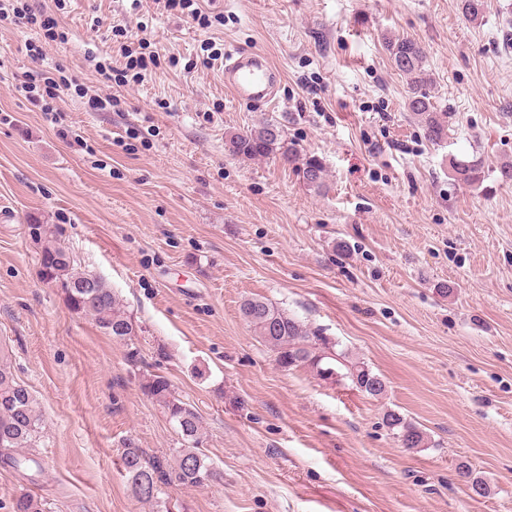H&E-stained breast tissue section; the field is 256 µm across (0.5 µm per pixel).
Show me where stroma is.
Returning <instances> with one entry per match:
<instances>
[{
  "instance_id": "1",
  "label": "stroma",
  "mask_w": 512,
  "mask_h": 512,
  "mask_svg": "<svg viewBox=\"0 0 512 512\" xmlns=\"http://www.w3.org/2000/svg\"><path fill=\"white\" fill-rule=\"evenodd\" d=\"M25 2L66 38L0 22V354L43 419L35 483L0 456V512L23 487L47 512H157L121 466L124 439L169 460L181 443L147 374L199 410L223 474L163 487L168 512H512V183L448 179L452 155L512 160V0L476 22L460 0H211L207 29L162 0ZM389 35L425 47L447 144L407 111ZM126 40L160 63L122 87L120 111H95L90 93L110 88L92 60L125 71ZM31 44L67 68L59 121L13 90ZM235 49L279 72L272 102L234 100L205 66ZM270 118L323 158L326 193L275 158L225 153L226 133ZM36 220L120 295L129 343L41 279ZM251 297L320 329L385 394L280 368L241 315ZM390 410L432 447H402Z\"/></svg>"
}]
</instances>
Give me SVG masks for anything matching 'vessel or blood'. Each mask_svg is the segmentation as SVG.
<instances>
[{
    "instance_id": "b4317fda",
    "label": "vessel or blood",
    "mask_w": 512,
    "mask_h": 512,
    "mask_svg": "<svg viewBox=\"0 0 512 512\" xmlns=\"http://www.w3.org/2000/svg\"><path fill=\"white\" fill-rule=\"evenodd\" d=\"M224 85L240 101L268 103L278 72L259 54L236 52L224 60Z\"/></svg>"
}]
</instances>
